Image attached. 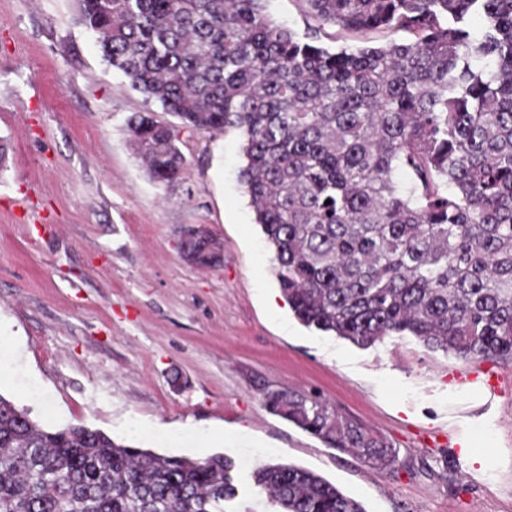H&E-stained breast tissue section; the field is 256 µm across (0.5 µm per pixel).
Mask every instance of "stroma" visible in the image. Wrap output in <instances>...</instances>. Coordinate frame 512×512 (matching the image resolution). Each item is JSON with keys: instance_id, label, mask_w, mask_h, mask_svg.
Masks as SVG:
<instances>
[{"instance_id": "obj_1", "label": "stroma", "mask_w": 512, "mask_h": 512, "mask_svg": "<svg viewBox=\"0 0 512 512\" xmlns=\"http://www.w3.org/2000/svg\"><path fill=\"white\" fill-rule=\"evenodd\" d=\"M176 131V182L151 180L126 127ZM0 395L162 455L309 469L366 512H512V362L458 360L412 336L367 348L280 298L239 177V131L199 133L103 61L74 0H0ZM203 226L224 260L189 262ZM300 390L384 435L377 471L271 414Z\"/></svg>"}]
</instances>
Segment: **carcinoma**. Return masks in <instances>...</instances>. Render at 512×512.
<instances>
[{"label": "carcinoma", "mask_w": 512, "mask_h": 512, "mask_svg": "<svg viewBox=\"0 0 512 512\" xmlns=\"http://www.w3.org/2000/svg\"><path fill=\"white\" fill-rule=\"evenodd\" d=\"M263 2L75 0L132 89L198 132H241V181L302 324L512 361V0H299L314 22L302 38ZM325 26L405 38L331 51ZM127 128L150 179L174 182L175 131L150 112ZM210 241L190 243L196 265L212 266ZM265 405L329 448L398 462L320 399L272 391ZM233 469L48 429L0 396V512H228ZM252 485L269 512H366L292 464L258 466Z\"/></svg>", "instance_id": "1"}]
</instances>
